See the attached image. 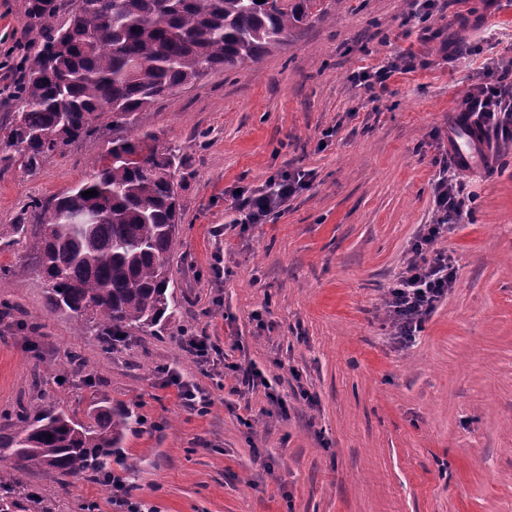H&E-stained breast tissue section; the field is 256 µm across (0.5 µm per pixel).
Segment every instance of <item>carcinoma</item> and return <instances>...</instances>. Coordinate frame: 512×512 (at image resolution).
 <instances>
[{"instance_id": "cac0c4a2", "label": "carcinoma", "mask_w": 512, "mask_h": 512, "mask_svg": "<svg viewBox=\"0 0 512 512\" xmlns=\"http://www.w3.org/2000/svg\"><path fill=\"white\" fill-rule=\"evenodd\" d=\"M319 0H78L65 23L58 0H28L43 41L24 69L22 112L0 127V163L28 172L63 155L110 119L112 140L77 186L32 206L15 235L36 240L34 266L46 310L96 334L107 350L135 329L154 331L174 312L169 259L181 219L176 149L136 123L138 113L212 71L257 60L288 41ZM96 190L93 197L82 192ZM84 367L70 350L61 380ZM133 410H114L92 395L86 420L31 403L0 424V461L40 471L57 483L102 473ZM47 496L29 493L0 467V512H22Z\"/></svg>"}]
</instances>
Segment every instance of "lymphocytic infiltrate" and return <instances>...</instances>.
Here are the masks:
<instances>
[{"instance_id": "f902f5d3", "label": "lymphocytic infiltrate", "mask_w": 512, "mask_h": 512, "mask_svg": "<svg viewBox=\"0 0 512 512\" xmlns=\"http://www.w3.org/2000/svg\"><path fill=\"white\" fill-rule=\"evenodd\" d=\"M459 117L473 121L487 143L512 135V70L502 69L494 82L474 85L460 104ZM439 165L434 184L435 218L418 234L405 272L393 280L383 300L394 336L404 344L415 341L454 281L451 257L434 251L433 245L449 225L461 223L465 217L466 183L458 167L444 159ZM305 185L304 173L297 171L269 179L259 189L242 191L236 197L240 223H268Z\"/></svg>"}]
</instances>
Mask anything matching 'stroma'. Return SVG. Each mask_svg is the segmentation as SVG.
I'll list each match as a JSON object with an SVG mask.
<instances>
[{
  "instance_id": "1",
  "label": "stroma",
  "mask_w": 512,
  "mask_h": 512,
  "mask_svg": "<svg viewBox=\"0 0 512 512\" xmlns=\"http://www.w3.org/2000/svg\"><path fill=\"white\" fill-rule=\"evenodd\" d=\"M321 0L286 45L214 71L141 117L179 149L183 220L170 265L176 310L159 334L112 351L44 307L33 239L11 227L89 176L112 133L80 139L35 173L0 171V421L19 406L84 413L90 393L137 408L113 472L156 512H512V138L498 171L462 170L471 222L442 233L456 280L413 345L393 339L384 294L433 217V158L448 154L460 102L512 62V0ZM27 0H0V126L20 110L7 67L42 37ZM463 48L464 57L449 51ZM413 52L372 97L352 81ZM311 172L276 222L234 223V194ZM38 326L31 352L17 323ZM216 351L198 364L185 334ZM85 370L53 381L69 350ZM265 385L234 393L231 365ZM206 397L186 407L165 370ZM288 408L278 414L269 396ZM109 485L56 486L53 512H110Z\"/></svg>"
}]
</instances>
